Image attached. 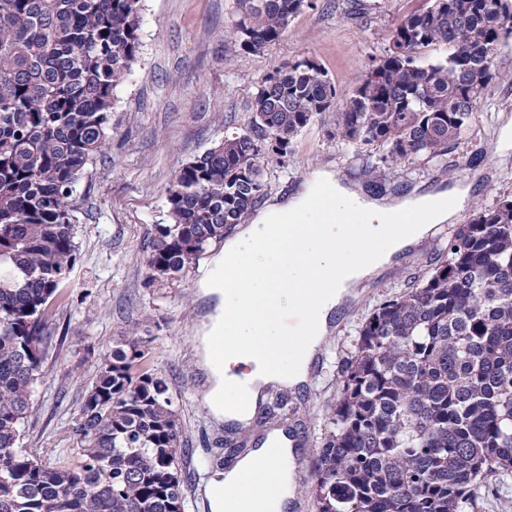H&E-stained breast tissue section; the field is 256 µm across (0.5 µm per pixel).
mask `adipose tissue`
I'll use <instances>...</instances> for the list:
<instances>
[{
    "label": "adipose tissue",
    "mask_w": 512,
    "mask_h": 512,
    "mask_svg": "<svg viewBox=\"0 0 512 512\" xmlns=\"http://www.w3.org/2000/svg\"><path fill=\"white\" fill-rule=\"evenodd\" d=\"M464 186L403 198L361 193L327 168L267 204L226 238L199 282L209 310L196 329V367L211 415L250 422L268 385L307 383L311 360L356 285L454 223ZM297 316L296 328L287 319ZM292 450L277 435L210 482L211 512H283Z\"/></svg>",
    "instance_id": "adipose-tissue-1"
}]
</instances>
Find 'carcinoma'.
Here are the masks:
<instances>
[{
    "mask_svg": "<svg viewBox=\"0 0 512 512\" xmlns=\"http://www.w3.org/2000/svg\"><path fill=\"white\" fill-rule=\"evenodd\" d=\"M141 0H0V512H184L179 420L166 383L133 372L143 340L106 353L74 433L82 460L20 447L51 332L45 309L78 254L75 185L109 145L117 91L137 64ZM311 0H234L226 37L275 44ZM512 35V0H429L402 19L373 71L344 93L310 59L276 68L249 130L186 164L154 225L151 279L224 239L267 193L269 155L288 154L337 109L334 137L385 151L377 181L414 156L448 153ZM446 45L424 63L419 51ZM326 405L314 460L316 512H475L512 480V197L448 236L419 286L362 324Z\"/></svg>",
    "mask_w": 512,
    "mask_h": 512,
    "instance_id": "cac0c4a2",
    "label": "carcinoma"
}]
</instances>
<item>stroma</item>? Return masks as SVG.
<instances>
[{
    "mask_svg": "<svg viewBox=\"0 0 512 512\" xmlns=\"http://www.w3.org/2000/svg\"><path fill=\"white\" fill-rule=\"evenodd\" d=\"M428 2L314 0L276 44L249 55L225 36L233 0H141L139 61L117 92L110 144L76 185L78 261L46 308L53 340L22 448L63 466L75 464L81 447L73 428L101 352L123 337H142L144 354L135 370L161 377L178 413L184 512H210L209 481L243 442L211 418L194 365V328L204 310L198 282L223 245L213 243L175 277L150 280L146 261L155 225L168 221L166 191L179 170L226 134L249 129L254 96L273 69L308 58L350 91L371 71L399 21ZM494 62L500 77L487 87L459 142L439 158L398 165L382 182L385 194L470 185L465 221L512 196V150L503 151L500 141L502 126L512 120V38L498 47ZM335 126V112L323 113L286 156H270L268 199L294 193L308 174L326 166L347 182L369 186L363 154L330 138ZM448 231L438 225L365 285L359 302L338 316L309 386L289 393L288 417L300 423L307 443L294 512H315L311 465L325 433L323 409L339 392L338 367L354 349L359 324L429 274Z\"/></svg>",
    "mask_w": 512,
    "mask_h": 512,
    "instance_id": "35a3bbf8",
    "label": "stroma"
}]
</instances>
